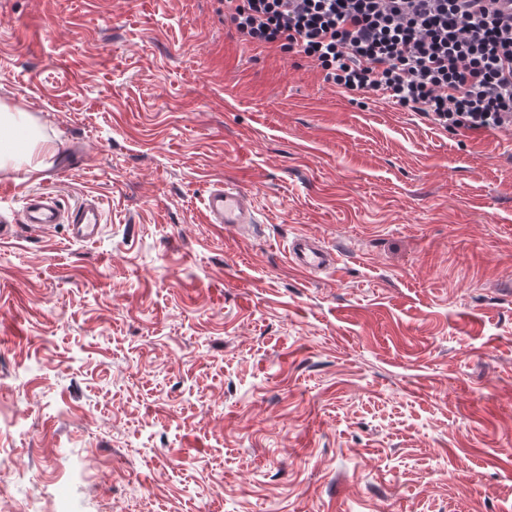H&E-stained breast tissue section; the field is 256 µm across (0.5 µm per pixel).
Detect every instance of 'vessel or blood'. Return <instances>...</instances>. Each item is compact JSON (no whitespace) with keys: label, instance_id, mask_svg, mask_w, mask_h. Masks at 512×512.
<instances>
[{"label":"vessel or blood","instance_id":"vessel-or-blood-1","mask_svg":"<svg viewBox=\"0 0 512 512\" xmlns=\"http://www.w3.org/2000/svg\"><path fill=\"white\" fill-rule=\"evenodd\" d=\"M204 213L208 223L244 235L256 222L248 194L228 183L214 184L204 200ZM101 208L98 202L83 201L69 210H62L53 193L42 192L29 197L23 207V226L34 233H45L54 225L69 223L72 237L78 242L94 240L100 232ZM290 264L303 274L315 277L332 272L338 257L335 251L318 239L295 236L288 244Z\"/></svg>","mask_w":512,"mask_h":512}]
</instances>
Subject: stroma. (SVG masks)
<instances>
[{
  "mask_svg": "<svg viewBox=\"0 0 512 512\" xmlns=\"http://www.w3.org/2000/svg\"><path fill=\"white\" fill-rule=\"evenodd\" d=\"M0 104L58 145L0 221L105 224L0 240V512H512V135L351 99L222 0H0ZM204 213L207 223L233 229L240 235H246L257 222L248 194L228 183L213 185L204 200ZM101 208L97 201H82L67 211L58 205L57 197L41 192L28 197L23 207V226L34 233H46L55 224H72V238L77 242H91L100 233ZM289 263L308 277L332 272L338 257L335 251L316 238L295 236L287 248Z\"/></svg>",
  "mask_w": 512,
  "mask_h": 512,
  "instance_id": "35a3bbf8",
  "label": "stroma"
}]
</instances>
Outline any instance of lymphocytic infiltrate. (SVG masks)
<instances>
[{
  "label": "lymphocytic infiltrate",
  "instance_id": "obj_1",
  "mask_svg": "<svg viewBox=\"0 0 512 512\" xmlns=\"http://www.w3.org/2000/svg\"><path fill=\"white\" fill-rule=\"evenodd\" d=\"M497 0H224L245 41L452 132L512 131V15Z\"/></svg>",
  "mask_w": 512,
  "mask_h": 512
}]
</instances>
